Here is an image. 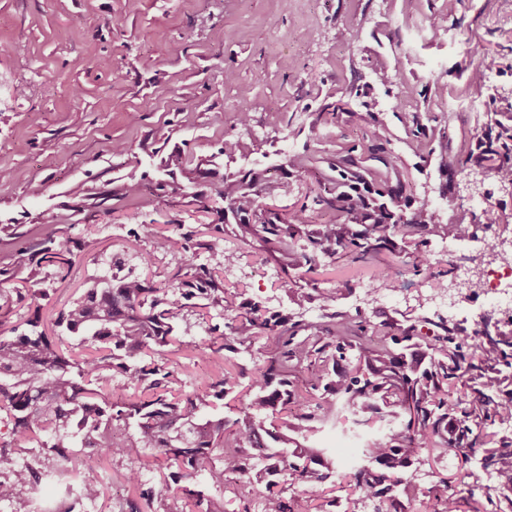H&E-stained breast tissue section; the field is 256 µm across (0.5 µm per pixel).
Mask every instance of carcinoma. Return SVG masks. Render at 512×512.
<instances>
[{"instance_id":"cac0c4a2","label":"carcinoma","mask_w":512,"mask_h":512,"mask_svg":"<svg viewBox=\"0 0 512 512\" xmlns=\"http://www.w3.org/2000/svg\"><path fill=\"white\" fill-rule=\"evenodd\" d=\"M386 138L369 115L361 141L336 156L330 168L336 172L319 183V192L288 212L261 206L266 197L292 193L289 178L307 171L306 158L288 159V179L271 183L264 173L242 168L224 175L220 196L224 208L219 223L210 228L200 246L223 259L224 269L235 267L241 253L225 246L226 229L242 240L254 237L279 266L281 290L296 304L304 298L291 272L312 271L343 253L367 262L385 252L396 253L398 244L414 245V272L427 273L428 283L442 285L431 271L430 255L420 249L416 236L430 233L446 240L468 233L466 224H438L428 203H415L401 180L365 166L379 161L386 171L398 172L400 157L385 146ZM481 159L497 170L502 181L512 183V126L490 127L480 140ZM163 196L186 195L185 185L172 177L156 184ZM327 220L314 236L301 226L315 215ZM190 236L174 224L152 234L154 252L182 249L180 264L168 280L154 285L137 275L104 276L91 282L69 307L58 313L55 330L41 323L39 301L43 292L15 288V297L0 293V412H5L8 440L0 442V472L11 479L0 481V502L10 512H40L48 502L35 496L41 479L57 476L50 467L40 472L16 466L15 453L28 444L52 448L58 457L74 463L72 470H93L100 457L76 453L78 448H104L112 457H134L143 448L156 450L168 473L146 493L148 501L166 500L181 493L186 512H224V504L199 487L182 480L202 476L214 487L224 486L235 473L243 475L240 498L258 497L266 512H325L336 506V462L324 448L294 444L292 435L314 431L313 423L339 424L346 408L365 416H390L365 449L371 465L346 474L357 503L373 512H404L402 500L415 502L424 496V512H455L461 490L470 477L457 483L439 482L421 491L412 477L402 475L424 448H446L469 461L478 439L492 449L479 460L481 468L512 476V438L485 431L487 424L512 421V395L492 402L487 392L499 388L502 367L512 368V330L495 328L474 337L475 351L467 359L456 343L459 330L441 323V332L422 335L416 325L397 328L389 323L370 324L360 315L337 314L328 324L293 320L271 312L255 300L239 304L226 297L224 279L217 271L194 262L187 246ZM97 249L92 227L69 245L49 233L16 252L14 265L0 269L9 281L24 273V280L38 279L43 264L69 270L74 252L92 255ZM309 286L326 304L350 290L348 282L320 289ZM25 303L33 312L8 330L13 304ZM220 307L228 312L225 331L209 328L204 354L224 358L233 343H246L263 334L267 358L255 368L246 400L237 402V376H210L184 397L169 387L171 372L146 361L153 351L179 342L175 326L189 314L205 315ZM90 352L77 355L63 347L64 339ZM407 347L426 348L430 363L422 367V355L406 360ZM134 391V399H112V381ZM467 379L477 385L471 398L454 396L452 387ZM335 397L320 401L315 392ZM344 403H339L338 399ZM206 407L225 409L202 414ZM479 419L476 427L466 424ZM457 421L454 439H448V421ZM133 429L136 435H126ZM279 466L282 477L273 480L268 466ZM319 492L322 503L313 504L307 490Z\"/></svg>"}]
</instances>
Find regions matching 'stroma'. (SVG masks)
<instances>
[{"label": "stroma", "instance_id": "obj_1", "mask_svg": "<svg viewBox=\"0 0 512 512\" xmlns=\"http://www.w3.org/2000/svg\"><path fill=\"white\" fill-rule=\"evenodd\" d=\"M441 19V28L428 20ZM397 71L382 85L374 74ZM234 70L237 80L225 79ZM493 74L496 95L473 100L467 83L473 71ZM249 86L241 97L240 86ZM345 102L336 119L312 133L311 122L325 105ZM252 115L259 153L227 159L225 136L238 135V113ZM376 113L415 198L429 199L439 224H474L467 206H449V194L467 195L479 180L491 195L494 222L488 237L512 236V192L501 186L479 152L466 143L490 119L512 120V0H0V268L10 267L19 247L47 234L83 237L93 226L95 255L75 260L67 278L47 265L37 283L50 299L42 322L51 325L92 278L112 273L113 256L125 270L165 282L179 253L151 254L149 233L167 224L186 230L215 221L223 207L219 190L227 173L264 169L281 176L289 155L307 151L311 164L295 182L285 205L303 197L315 180L330 176L329 159L357 144L368 113ZM437 117L432 152L417 150L404 120ZM131 144L132 155L116 157L115 143ZM208 162L211 177L188 184L181 200L156 191L168 173ZM138 181L142 191L124 197L123 183ZM80 195H73L74 187ZM204 196L211 213L197 211ZM243 259L225 271L224 284L244 298L298 320L324 321L333 313L361 314L367 321L416 325L421 332L444 320L460 327L463 353H470L472 329L507 323V315L467 305L450 312L425 307L424 275L409 258L356 262L340 255L320 274L322 287L344 280L370 286L365 302L345 294L325 304L309 296L292 304L278 287L275 263L265 261L259 240L242 243L227 236ZM151 254L150 265L141 258ZM397 273L388 291L380 274ZM224 312L187 316L176 332L182 346L156 352L154 360L172 373L175 392L191 393L204 377L248 366L245 353L225 361L207 358L200 348L209 327L223 324ZM366 430L349 423L322 426L314 443L331 449L339 470L360 461ZM476 472L462 490L459 512H512V490L504 477L480 472L478 462L462 463L451 453L428 461L415 477L423 488L461 468ZM139 471L138 487L127 482ZM154 449L141 457L105 458L92 473L102 495L88 512H181L183 501L147 502L143 494L161 475Z\"/></svg>", "mask_w": 512, "mask_h": 512}]
</instances>
